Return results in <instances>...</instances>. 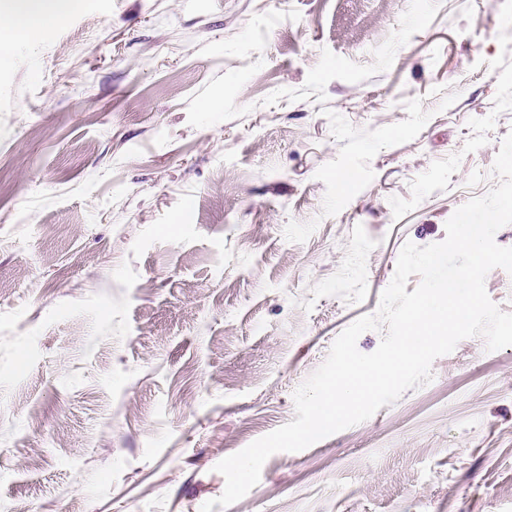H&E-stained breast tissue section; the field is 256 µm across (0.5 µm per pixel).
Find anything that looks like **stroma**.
<instances>
[{"instance_id": "35a3bbf8", "label": "stroma", "mask_w": 512, "mask_h": 512, "mask_svg": "<svg viewBox=\"0 0 512 512\" xmlns=\"http://www.w3.org/2000/svg\"><path fill=\"white\" fill-rule=\"evenodd\" d=\"M511 132L512 0H81L20 40L0 503L200 512ZM431 372L212 512H512V346Z\"/></svg>"}]
</instances>
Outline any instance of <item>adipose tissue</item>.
<instances>
[{"label": "adipose tissue", "mask_w": 512, "mask_h": 512, "mask_svg": "<svg viewBox=\"0 0 512 512\" xmlns=\"http://www.w3.org/2000/svg\"><path fill=\"white\" fill-rule=\"evenodd\" d=\"M73 0H0L7 24L0 28V65H7L16 45V32L41 31L62 19Z\"/></svg>", "instance_id": "obj_1"}]
</instances>
